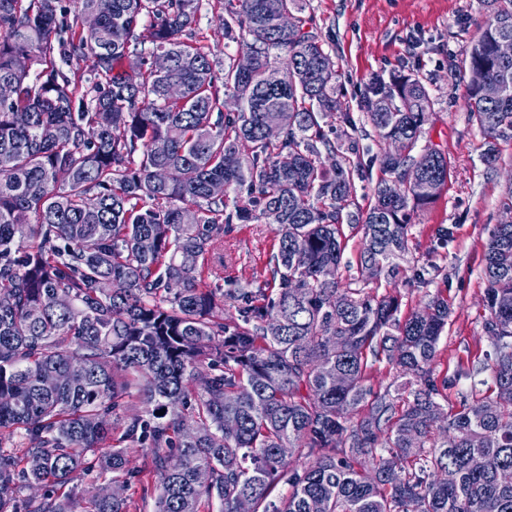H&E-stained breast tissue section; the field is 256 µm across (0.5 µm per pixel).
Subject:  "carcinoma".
I'll use <instances>...</instances> for the list:
<instances>
[{"instance_id":"carcinoma-1","label":"carcinoma","mask_w":512,"mask_h":512,"mask_svg":"<svg viewBox=\"0 0 512 512\" xmlns=\"http://www.w3.org/2000/svg\"><path fill=\"white\" fill-rule=\"evenodd\" d=\"M198 2L79 0L69 22L63 0H0V83L16 88L0 102V430L21 435L0 447V512H129L133 483L154 512H237L243 497L253 512H512V223L483 255L492 386L443 426L448 383L433 372L448 300L402 318L396 289L324 277L349 227L362 232L361 276L396 282L412 215L434 201L420 182L448 179L447 157L419 146L427 84L413 72L368 84V122L404 153L381 156L372 203L352 211L355 148L327 122L336 61L304 25L280 26L297 0H225L218 22L252 53L249 73L231 53L215 71L192 28ZM480 2L489 19L464 63L466 104L492 164L494 141L512 139V60L494 53L512 40V0ZM158 52L171 60L163 77ZM73 58L92 62L89 104L57 66ZM487 82L502 85L494 101ZM234 222L273 226L271 280L203 289ZM369 353L405 381L374 390ZM302 452L308 466L291 469ZM95 470L119 493L92 485L74 500L65 488ZM285 476L288 494L273 496Z\"/></svg>"}]
</instances>
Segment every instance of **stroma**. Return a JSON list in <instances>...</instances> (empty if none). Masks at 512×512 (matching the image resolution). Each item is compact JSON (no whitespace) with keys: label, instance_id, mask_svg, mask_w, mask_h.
<instances>
[{"label":"stroma","instance_id":"1","mask_svg":"<svg viewBox=\"0 0 512 512\" xmlns=\"http://www.w3.org/2000/svg\"><path fill=\"white\" fill-rule=\"evenodd\" d=\"M224 0H200L194 29L211 60L224 59V30L217 17ZM302 18L332 53L338 70L342 111L352 113L355 131L333 118L337 133H350L358 145L351 154L363 169L353 179L352 198L368 208L382 172L377 160L386 146L367 122L362 100L378 74L414 71L429 85L434 106L420 143L448 159V180L435 201L409 226L410 252L402 263L397 290L402 313L429 295L448 299V326L439 342L434 376L448 381L442 407L454 413L472 379L463 367L484 361L491 343L482 329L486 283L482 256L493 228L512 219V139L498 141L497 160L486 164L485 139L465 105L469 78L464 60L486 20L480 0H302ZM450 240H443V230ZM224 266L205 278L207 288L226 291L264 287L269 258L277 249L267 224H228L220 238Z\"/></svg>","mask_w":512,"mask_h":512}]
</instances>
